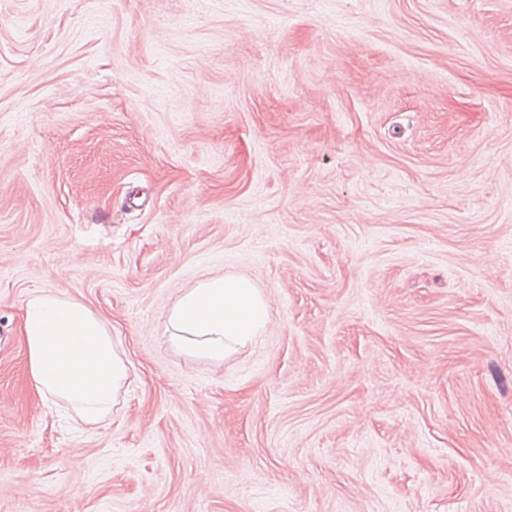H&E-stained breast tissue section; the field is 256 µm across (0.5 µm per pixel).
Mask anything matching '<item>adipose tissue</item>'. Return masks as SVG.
Returning a JSON list of instances; mask_svg holds the SVG:
<instances>
[{"label":"adipose tissue","mask_w":512,"mask_h":512,"mask_svg":"<svg viewBox=\"0 0 512 512\" xmlns=\"http://www.w3.org/2000/svg\"><path fill=\"white\" fill-rule=\"evenodd\" d=\"M269 317L265 299L249 279L223 273L184 291L168 322L174 346L220 359L250 342ZM22 336L44 401L66 403L78 424H97L111 415L127 372L98 314L76 298L37 291L25 303Z\"/></svg>","instance_id":"adipose-tissue-1"}]
</instances>
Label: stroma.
Masks as SVG:
<instances>
[{"mask_svg": "<svg viewBox=\"0 0 512 512\" xmlns=\"http://www.w3.org/2000/svg\"><path fill=\"white\" fill-rule=\"evenodd\" d=\"M208 272L271 308L220 360L167 331ZM0 512H512V0H0ZM22 336L40 397L65 402L75 428L112 414L126 365L107 323L90 307L70 296L34 292L24 306Z\"/></svg>", "mask_w": 512, "mask_h": 512, "instance_id": "obj_1", "label": "stroma"}]
</instances>
